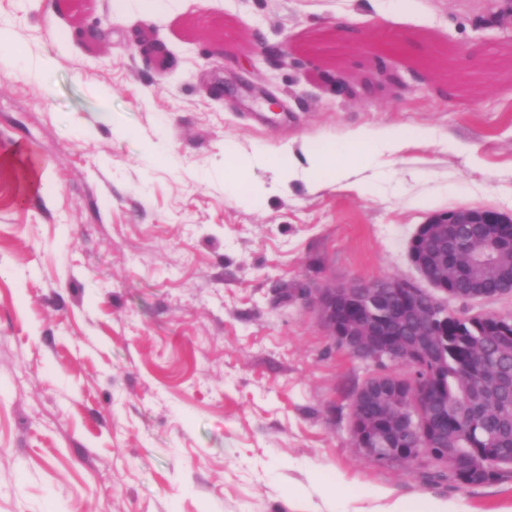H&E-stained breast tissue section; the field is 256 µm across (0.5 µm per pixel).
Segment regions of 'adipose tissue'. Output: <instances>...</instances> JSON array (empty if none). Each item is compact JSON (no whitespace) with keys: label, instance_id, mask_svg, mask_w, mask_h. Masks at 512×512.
<instances>
[{"label":"adipose tissue","instance_id":"ef3b65f1","mask_svg":"<svg viewBox=\"0 0 512 512\" xmlns=\"http://www.w3.org/2000/svg\"><path fill=\"white\" fill-rule=\"evenodd\" d=\"M402 134L389 127L355 128L340 142L301 141L298 148L239 158L234 167L225 169L224 181L235 194L253 205L262 204L272 189L301 180L310 184L329 181L340 183L349 174L343 156L361 152L372 155L396 149ZM267 171L270 182L250 179L251 168Z\"/></svg>","mask_w":512,"mask_h":512}]
</instances>
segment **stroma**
Segmentation results:
<instances>
[{
  "label": "stroma",
  "instance_id": "stroma-1",
  "mask_svg": "<svg viewBox=\"0 0 512 512\" xmlns=\"http://www.w3.org/2000/svg\"><path fill=\"white\" fill-rule=\"evenodd\" d=\"M0 0V512H378L396 500L512 512L483 484L379 464L350 434L374 362L278 288L423 280L407 247L460 207L512 215L507 0H159L175 60L128 46L139 0ZM347 19L348 33L336 23ZM302 66L276 67L261 43ZM402 82L358 97L314 78ZM230 91L210 95L211 84ZM279 106L266 108V98ZM391 126L399 151L255 207L224 151ZM21 158L40 183L25 192ZM75 35L85 46L99 50L102 46L101 39L104 31L101 22H87L83 18H77L74 22Z\"/></svg>",
  "mask_w": 512,
  "mask_h": 512
}]
</instances>
